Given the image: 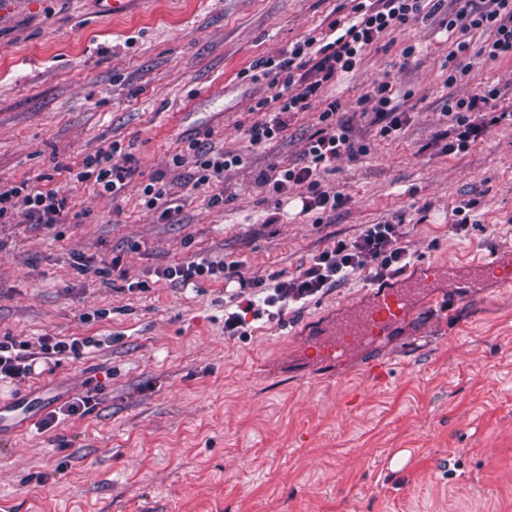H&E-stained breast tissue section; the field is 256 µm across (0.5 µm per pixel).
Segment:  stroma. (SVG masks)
I'll list each match as a JSON object with an SVG mask.
<instances>
[{
  "mask_svg": "<svg viewBox=\"0 0 512 512\" xmlns=\"http://www.w3.org/2000/svg\"><path fill=\"white\" fill-rule=\"evenodd\" d=\"M354 4L130 0L116 13L108 0H11L0 14V178L51 176L75 214L47 227L21 209L0 223V341L33 353L46 336L91 341L0 381V403L47 385L96 392L90 411L49 431L0 433V512H512V288L482 285L448 310L426 302L377 347L378 372L356 353L331 376L304 359L308 328L358 306L372 281L355 275L278 315L264 302L273 282L367 224H394L409 275L512 255V121L446 151L449 95L495 83L512 110V61L481 56L485 32L471 33V71L451 86L450 40L433 18L413 19L277 143L250 147L244 128L271 90L239 72ZM383 80L406 118L388 139L363 101ZM331 100L367 147L323 175L346 204L302 214L301 184L277 205L259 172L304 165ZM189 138L242 155L224 173L223 206L173 164ZM115 141L134 169L120 197L72 180ZM152 180L179 205L176 222L143 207ZM471 200V224L454 232V208ZM115 258L119 277L107 273ZM186 260L240 262L256 283L244 332L224 328L238 299L223 279L162 277Z\"/></svg>",
  "mask_w": 512,
  "mask_h": 512,
  "instance_id": "obj_1",
  "label": "stroma"
}]
</instances>
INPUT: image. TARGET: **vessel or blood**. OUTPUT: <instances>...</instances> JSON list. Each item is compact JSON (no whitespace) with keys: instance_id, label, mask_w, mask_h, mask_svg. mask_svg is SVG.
<instances>
[{"instance_id":"b4317fda","label":"vessel or blood","mask_w":512,"mask_h":512,"mask_svg":"<svg viewBox=\"0 0 512 512\" xmlns=\"http://www.w3.org/2000/svg\"><path fill=\"white\" fill-rule=\"evenodd\" d=\"M439 281L459 294L474 281L511 287L512 259L492 257L467 264L446 263L437 271L407 279L399 286L375 288L365 303L343 313L337 320L314 328L308 345L314 348L317 362L324 368L334 366L348 353L371 342L373 337L397 335L418 299L430 295ZM42 412V404L30 400L19 399L8 407L0 405V430L28 429Z\"/></svg>"}]
</instances>
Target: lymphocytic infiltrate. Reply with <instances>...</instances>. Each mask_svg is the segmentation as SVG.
<instances>
[{
  "instance_id": "obj_1",
  "label": "lymphocytic infiltrate",
  "mask_w": 512,
  "mask_h": 512,
  "mask_svg": "<svg viewBox=\"0 0 512 512\" xmlns=\"http://www.w3.org/2000/svg\"><path fill=\"white\" fill-rule=\"evenodd\" d=\"M436 16L438 26L454 38V48L448 58V83L456 85L470 71L467 60L468 35L476 29L491 35L482 52L489 60L512 58V0H492L491 6H481L480 0H358L354 15L330 22L335 34L330 42L309 36L293 43L279 56L260 58L245 75L252 82L271 86V97L259 100L256 111L260 120L246 126L244 134L256 147L269 145L279 139L288 126L289 118L307 111L313 101L319 100L329 84L344 73L352 71L363 53L387 34L404 31L409 21L422 12ZM502 97L499 85H485L478 93L467 97L449 96L448 113L456 122L454 138L449 151H463L480 138L488 127L496 124L494 115ZM375 115L379 137L387 138L400 131L403 113L395 101L389 82L377 83L366 94ZM336 102H329L319 119L331 123L332 129L310 139L304 166L264 172L260 182L269 192L285 197L290 186L303 184L307 194L302 199V213L334 210L341 207L346 197L342 192L325 189L322 175L336 159L345 154L366 152V145H355L344 127L334 124ZM122 147L112 143L108 149L86 157L76 181H93L100 192L119 197L133 175L127 164L117 162ZM174 163L191 162V180L195 186L220 183L225 170L242 162L240 154L204 149L197 140H187ZM24 206L37 224L65 223L71 211L68 197L57 190L29 182L0 180V223H8L15 208ZM410 254L400 242L394 225L367 224L360 234L350 240H339L313 256L309 266L296 276L277 282L273 294L267 296V305L287 306L288 303L307 301L323 289L356 274L369 272L372 280H384L392 268H405ZM375 260L374 271H367L368 260ZM164 278L188 283L205 278H224L237 283L240 289L250 288L251 280L240 273L239 262L209 263L185 261L162 272Z\"/></svg>"
}]
</instances>
